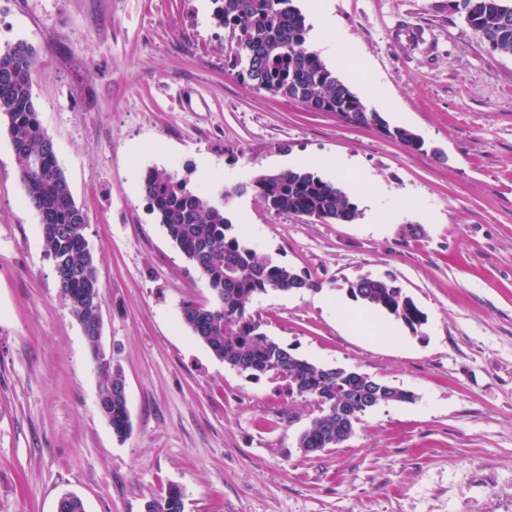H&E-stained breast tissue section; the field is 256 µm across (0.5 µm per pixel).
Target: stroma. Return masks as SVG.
I'll return each mask as SVG.
<instances>
[{"label":"stroma","mask_w":512,"mask_h":512,"mask_svg":"<svg viewBox=\"0 0 512 512\" xmlns=\"http://www.w3.org/2000/svg\"><path fill=\"white\" fill-rule=\"evenodd\" d=\"M332 6L350 49L327 65L423 151L225 69L211 0H0V49L37 51L33 99L88 217L132 424L117 439L98 410L99 374L1 131L0 512H56L66 493L85 512H145L171 483L184 512H512V56L448 0ZM339 155L358 172L339 175ZM309 160L356 188L360 216L325 223L234 197L226 211L257 254L321 284L252 309L299 356L416 395L316 456L297 446L313 401L240 374L183 324V302L210 291L142 192L150 168L215 197ZM408 224L421 234L402 235ZM365 276L395 280L426 323L362 308L348 286Z\"/></svg>","instance_id":"obj_1"}]
</instances>
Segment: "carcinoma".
I'll list each match as a JSON object with an SVG mask.
<instances>
[{
    "instance_id": "1",
    "label": "carcinoma",
    "mask_w": 512,
    "mask_h": 512,
    "mask_svg": "<svg viewBox=\"0 0 512 512\" xmlns=\"http://www.w3.org/2000/svg\"><path fill=\"white\" fill-rule=\"evenodd\" d=\"M465 23L497 53L512 55V0H461ZM214 18L228 33L225 66L259 89L299 102L318 112H334L354 126H378L384 133L421 151L424 141L403 126L391 127L370 109L329 68L320 54L307 46L309 27L294 0H214ZM36 49L18 41L0 50V125L4 126L19 161V176L30 206L47 225L42 233L50 258L69 269L58 284L65 299L74 293L102 300L94 254L88 250L87 225L75 223L79 211L56 154L47 149L50 137L39 119L33 94ZM269 211L324 222L347 224L360 216L353 195L339 181L325 180L307 168L259 173L248 188ZM143 193L169 239L201 273L211 298L223 308L188 300L182 304L183 323L216 358L258 379L271 374L285 382L288 395L311 400L318 414L297 441L300 448H338L340 431L351 425L348 413L359 420L381 404L411 403L414 393L397 389L380 392L385 383L356 369L338 370L293 353L263 331V322L251 310L253 301L268 290H317L321 284L289 266L257 256L224 205L243 195L239 186L224 188L220 201L188 187L176 173L148 170ZM348 292L365 306L386 313L411 329L426 321L413 298L392 279L361 277ZM85 326L98 320V310L70 306ZM103 391L122 378L112 362L98 360V344L88 341ZM128 408L112 400V431L124 439L130 432ZM146 512H184V493L171 484L146 503Z\"/></svg>"
}]
</instances>
